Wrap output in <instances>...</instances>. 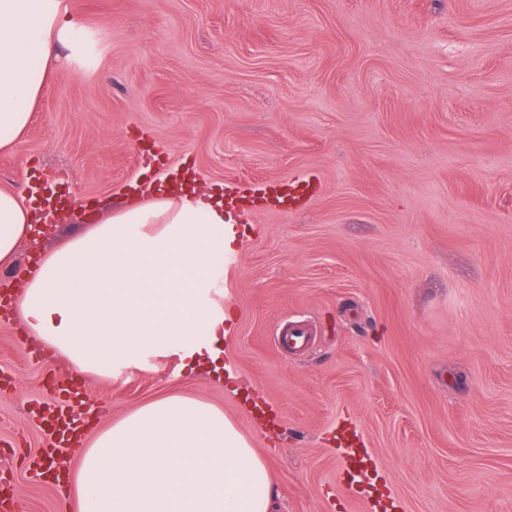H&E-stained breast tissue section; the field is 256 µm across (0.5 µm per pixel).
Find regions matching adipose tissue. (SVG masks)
<instances>
[{"mask_svg": "<svg viewBox=\"0 0 512 512\" xmlns=\"http://www.w3.org/2000/svg\"><path fill=\"white\" fill-rule=\"evenodd\" d=\"M67 0H0V151L14 150L70 41ZM40 215L0 188V265H12ZM237 241L224 201L195 189L111 212L27 273L10 303L30 339L79 372L111 376L178 349L183 366L218 363L224 255ZM77 512H274L267 460L193 396L153 400L96 431L80 453Z\"/></svg>", "mask_w": 512, "mask_h": 512, "instance_id": "ef3b65f1", "label": "adipose tissue"}]
</instances>
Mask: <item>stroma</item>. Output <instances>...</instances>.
Masks as SVG:
<instances>
[{
	"label": "stroma",
	"mask_w": 512,
	"mask_h": 512,
	"mask_svg": "<svg viewBox=\"0 0 512 512\" xmlns=\"http://www.w3.org/2000/svg\"><path fill=\"white\" fill-rule=\"evenodd\" d=\"M66 45L0 186L62 184L73 211L0 267L43 253L188 172L263 181L235 211L229 375L37 361L0 319V491L61 512L33 465L37 408L71 385L107 426L187 393L270 465L279 512H512V0H68ZM307 322L311 344L273 333ZM379 497L348 478L344 439Z\"/></svg>",
	"instance_id": "35a3bbf8"
}]
</instances>
